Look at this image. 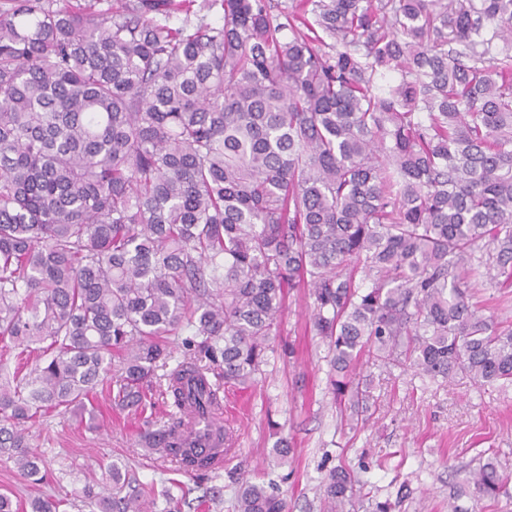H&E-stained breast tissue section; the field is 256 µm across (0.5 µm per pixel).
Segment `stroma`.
I'll return each mask as SVG.
<instances>
[{
    "label": "stroma",
    "instance_id": "stroma-1",
    "mask_svg": "<svg viewBox=\"0 0 512 512\" xmlns=\"http://www.w3.org/2000/svg\"><path fill=\"white\" fill-rule=\"evenodd\" d=\"M309 299L291 292L279 337L271 338L270 365L255 390L222 391L224 418L235 432L236 458L251 479L283 494L291 512H315L319 484L331 468H367L368 493L355 512H448L453 484L481 458L498 455L512 469V385H486L469 377L430 382L400 369L386 372L361 363L357 377L368 384L369 407L362 421L340 413L328 384L327 348L304 335ZM294 343L297 358L283 364L280 340ZM94 419L51 413L30 429L31 445L45 460L46 477L33 484L0 457V492L20 505L37 497L60 499V512H89L82 494L85 477L97 462H115L135 471L155 499L154 512H168L170 498H186L182 512H232L238 486L226 471L190 480L158 454H145L139 434L167 420L170 401L160 390L143 412L123 408L117 386L99 392ZM279 423L295 449L285 466L271 461Z\"/></svg>",
    "mask_w": 512,
    "mask_h": 512
}]
</instances>
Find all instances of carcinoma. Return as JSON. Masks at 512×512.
<instances>
[{
    "label": "carcinoma",
    "instance_id": "carcinoma-1",
    "mask_svg": "<svg viewBox=\"0 0 512 512\" xmlns=\"http://www.w3.org/2000/svg\"><path fill=\"white\" fill-rule=\"evenodd\" d=\"M0 0V456L39 480L25 424L111 381L163 377L174 412L144 443L191 478L189 413L258 382L286 297L311 300L333 393L355 370L512 384V0ZM182 337L183 359L170 366ZM163 374H157V371ZM224 384H219V380ZM100 512H153L112 468ZM232 512H288L239 477ZM478 512L509 494L489 457ZM368 481L342 466L319 512ZM472 302L488 312H495L501 318L512 320V288H495L486 284L475 288Z\"/></svg>",
    "mask_w": 512,
    "mask_h": 512
}]
</instances>
